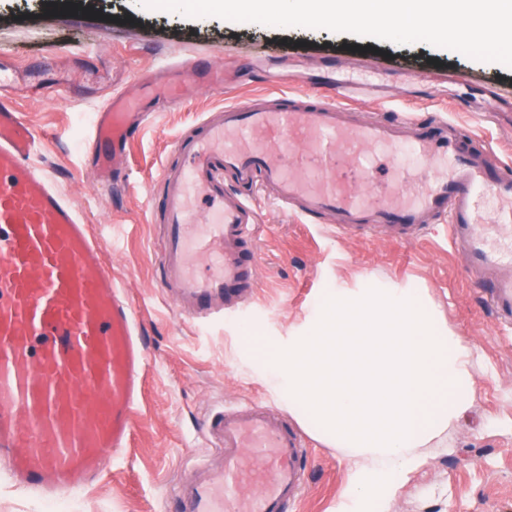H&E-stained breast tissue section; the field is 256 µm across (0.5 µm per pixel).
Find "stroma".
Returning <instances> with one entry per match:
<instances>
[{"label": "stroma", "instance_id": "obj_1", "mask_svg": "<svg viewBox=\"0 0 512 512\" xmlns=\"http://www.w3.org/2000/svg\"><path fill=\"white\" fill-rule=\"evenodd\" d=\"M327 56L349 57L356 78L383 83L384 98L357 99L358 118L422 112L459 122L474 132L475 145L492 149L495 164L512 168V112L497 106L512 99V70L496 62L424 42L397 46L324 29L190 19L143 9L139 0H83L75 10L0 0V74L15 79L5 95L48 137L46 163L100 232L106 267L127 291L149 349L146 404L132 444L96 487L68 495L71 512H176L162 491L209 453L202 426L212 413L251 399L285 411L241 357V336L253 328L270 339L287 335L327 289L367 278L425 289L448 326L480 351L474 401L441 447L423 449L421 464L382 512H512V326L498 322L469 280L447 225L401 244L378 233L341 235L266 203L261 288L248 305L195 324L178 315L156 278L154 246L164 226L146 193L175 138L210 108L288 90L289 68L304 74L298 90L313 92ZM195 60L221 63L240 80L221 94L189 83L188 106L156 109L131 147L130 187L97 183L84 151L93 115L112 94H143L146 76L163 78L171 63ZM310 452L296 512H334L355 461L315 438Z\"/></svg>", "mask_w": 512, "mask_h": 512}]
</instances>
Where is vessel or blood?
<instances>
[{
    "label": "vessel or blood",
    "mask_w": 512,
    "mask_h": 512,
    "mask_svg": "<svg viewBox=\"0 0 512 512\" xmlns=\"http://www.w3.org/2000/svg\"><path fill=\"white\" fill-rule=\"evenodd\" d=\"M152 113L113 95L89 131L95 179H126L127 148ZM45 137L0 99V470L49 495L96 485L127 448L144 400L148 353L133 304L108 271L89 224L40 159ZM410 149L429 170L375 186L368 149ZM158 176L165 232L161 285L185 319L251 302L260 286L258 200L305 223L336 218L347 235L419 238L447 224L451 246L487 305L512 323V177L453 122L403 115L355 121L325 95L254 98L204 113ZM499 206L490 238L479 203ZM213 458L168 489L179 512H288L309 458L298 427L252 400L205 426Z\"/></svg>",
    "instance_id": "b4317fda"
}]
</instances>
